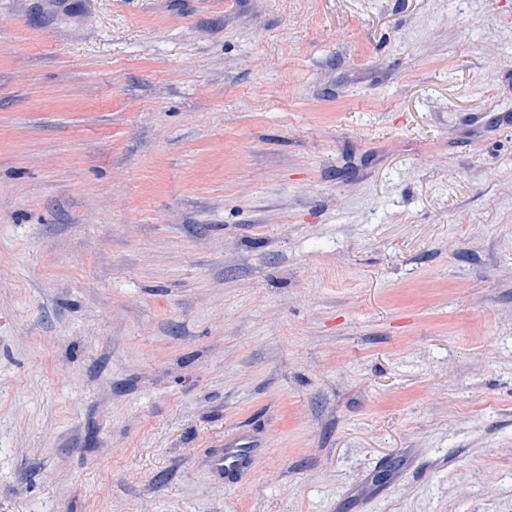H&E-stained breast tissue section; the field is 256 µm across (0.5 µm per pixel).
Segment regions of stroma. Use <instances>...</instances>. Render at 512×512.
I'll return each mask as SVG.
<instances>
[{
	"instance_id": "1",
	"label": "stroma",
	"mask_w": 512,
	"mask_h": 512,
	"mask_svg": "<svg viewBox=\"0 0 512 512\" xmlns=\"http://www.w3.org/2000/svg\"><path fill=\"white\" fill-rule=\"evenodd\" d=\"M0 512H512V0H0ZM247 448L226 446L224 452L213 459V466L217 471L233 474L241 471L246 464Z\"/></svg>"
}]
</instances>
